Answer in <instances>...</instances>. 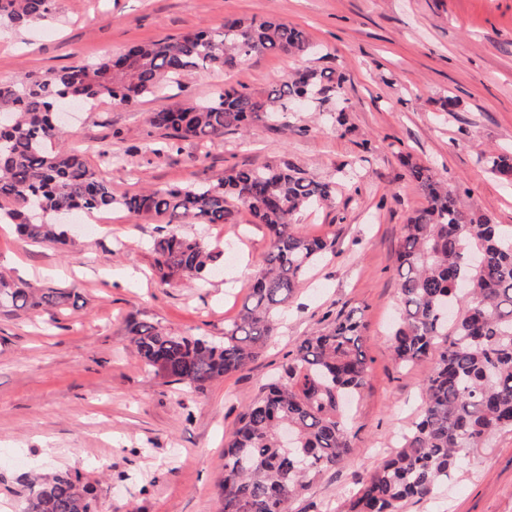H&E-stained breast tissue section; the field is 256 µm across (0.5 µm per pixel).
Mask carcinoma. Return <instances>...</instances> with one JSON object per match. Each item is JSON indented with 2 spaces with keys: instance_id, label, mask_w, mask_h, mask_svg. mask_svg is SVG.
Listing matches in <instances>:
<instances>
[{
  "instance_id": "carcinoma-1",
  "label": "carcinoma",
  "mask_w": 512,
  "mask_h": 512,
  "mask_svg": "<svg viewBox=\"0 0 512 512\" xmlns=\"http://www.w3.org/2000/svg\"><path fill=\"white\" fill-rule=\"evenodd\" d=\"M52 0H0V24L20 27L47 17ZM309 51L304 32L270 17L233 19L136 45L50 77L0 85V216L34 242L71 241L61 216L117 207L166 224H224L236 200L253 223L266 226L269 248L238 317L224 339L182 336L131 320L130 342L141 362L166 382L203 391L244 369L274 336V316L315 262L335 253V240L311 236L293 217L328 204L334 188L300 168L231 169L216 182L161 186L115 197L78 150L60 146L54 114L80 100L132 104L200 71L231 69L265 53ZM344 76L304 68L255 93L229 88L212 99L151 113L152 127L172 140L211 141L257 121L279 122L294 101L330 93L341 98ZM491 173L512 175V160L490 154ZM409 180L424 203L405 224L396 263L400 317L391 338L402 366L434 358L423 404L397 450L370 474L344 512H401L429 497L497 432L512 429V227L467 208L427 168L410 165ZM154 270L200 283L223 252L177 229L153 239ZM61 288H33L0 275V309L51 315L70 304ZM364 313L353 310L311 333L288 354L277 379L239 414L224 448L217 512H289L323 470L346 462L352 445L341 414L345 401L368 384L362 349ZM288 428L292 443L281 440ZM94 489L78 472L37 477L25 512H95Z\"/></svg>"
}]
</instances>
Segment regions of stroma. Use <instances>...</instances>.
Returning a JSON list of instances; mask_svg holds the SVG:
<instances>
[{"mask_svg":"<svg viewBox=\"0 0 512 512\" xmlns=\"http://www.w3.org/2000/svg\"><path fill=\"white\" fill-rule=\"evenodd\" d=\"M253 14L299 26L310 52L254 55L132 106L99 103L79 112L62 145L121 154L99 171L117 196L293 163L335 186L331 204L295 217L302 231L334 238V254L306 274L257 358L197 392L145 369L127 322L223 337L269 247L247 211L233 224L181 225L224 252L223 269L201 286L154 276L150 245L163 226L156 218L107 211L106 223L80 230L71 247L32 242L1 221L0 274L67 289L74 302L52 318L0 312V451L11 453L0 458V512H23L31 476L65 469L93 485L97 512H216L224 444L241 411L299 341L356 308L370 378L349 412L353 453L290 512H338L417 417L432 364L399 366L390 348L400 308L395 253L424 202L406 164L429 167L470 209L512 226V183L479 160L512 154V0H53L48 18L0 26V83ZM305 67L344 73L343 103L303 107L284 124L256 122L204 146L169 147L148 123L153 112L207 100L224 86L261 92ZM450 97L458 103L451 113L442 107ZM352 166L361 176L349 183ZM404 512H512V431Z\"/></svg>","mask_w":512,"mask_h":512,"instance_id":"35a3bbf8","label":"stroma"}]
</instances>
